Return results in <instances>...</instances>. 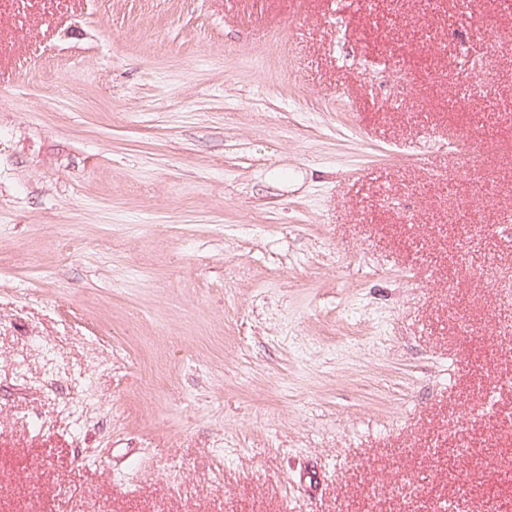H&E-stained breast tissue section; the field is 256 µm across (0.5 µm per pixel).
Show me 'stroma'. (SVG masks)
<instances>
[{
  "instance_id": "stroma-1",
  "label": "stroma",
  "mask_w": 512,
  "mask_h": 512,
  "mask_svg": "<svg viewBox=\"0 0 512 512\" xmlns=\"http://www.w3.org/2000/svg\"><path fill=\"white\" fill-rule=\"evenodd\" d=\"M0 0V512H512V0Z\"/></svg>"
}]
</instances>
